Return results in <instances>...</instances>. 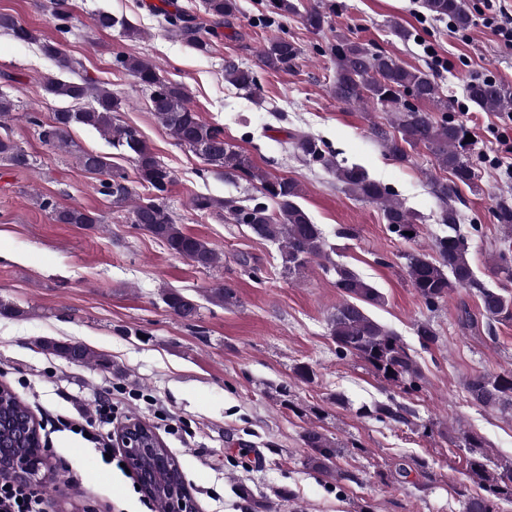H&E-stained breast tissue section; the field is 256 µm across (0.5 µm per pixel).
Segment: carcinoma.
<instances>
[{
    "label": "carcinoma",
    "mask_w": 512,
    "mask_h": 512,
    "mask_svg": "<svg viewBox=\"0 0 512 512\" xmlns=\"http://www.w3.org/2000/svg\"><path fill=\"white\" fill-rule=\"evenodd\" d=\"M202 6L205 14L213 18V24L209 26L193 21L179 10L165 11L163 16L182 43L200 54H208L213 49L214 39L219 36L217 26L235 17L239 4L238 0H202ZM422 6L433 17H447L461 29L473 23L465 0H422ZM266 10L281 18L299 16L304 28L313 34L322 32L328 23V12L318 2L301 8L296 0H267ZM51 16L61 35L71 32L73 16L63 7V0H51ZM91 19L98 29L118 26L128 37L139 34L128 21L103 10L94 12ZM0 32L19 42L38 44L42 54L53 61L57 73L45 78L46 94L60 101L83 104L79 109L57 110L49 122H43L35 115L29 117L39 140L51 148L68 149L74 145L70 139L73 126L96 130L113 149L135 162L138 183L149 191L147 198L130 209L131 223L159 240L171 254L198 267L208 269L220 264L222 257L215 248L201 238L186 234L177 224L167 204L174 181L171 170L156 159L136 128L118 123L117 113L125 105V99L87 77L73 79L78 62L67 54L62 40H41L31 29L7 14H0ZM331 54L336 63L333 94L338 101L348 105L372 104L391 113V130L372 127L373 136L386 153L393 160L404 163L409 161V151L422 148L433 157L439 170L449 174L447 178L437 175L429 178L430 193L440 204V221L448 225V233L437 237L430 251L415 250L405 255L408 282L418 298L431 310L453 291L469 289L477 294L482 315L489 322L511 323L512 293L503 288H492L477 277L468 257L467 241L456 229L458 214L451 201L457 197L460 186L477 189L479 185L475 165L467 156V129L446 118L439 120L435 117L436 112L448 109V98L442 87L429 72L408 67L372 44L341 34L336 35ZM299 55L295 41L286 35H277L260 48L254 68L231 58L224 60V78L257 96L261 91L258 70L287 72L293 69ZM115 66L150 91L151 112L178 144L198 155L227 181L249 179L258 182L257 195L250 198L248 205H239L233 198L197 195L192 199L195 211L223 212L235 223L246 225L259 239L278 244L282 265L290 273L313 261H329L322 229L312 222L299 202L302 187L298 181L287 176L269 175L256 168L250 157L224 141L223 128L204 121L189 107L186 88L163 79L156 65L135 56L119 54L115 57ZM466 92L469 100L482 110H512V90L496 82L474 80L467 84ZM293 148L304 159L320 162L330 169L336 181L353 197L379 206L392 233L405 241L416 240L415 234L419 233L417 218L404 207L391 186L371 178L359 164L335 161L334 157L326 155L325 144L319 138L295 136ZM0 158L14 167L33 165L32 157L8 137H0ZM75 159L82 171L102 176L99 193L113 206L130 204L135 189L129 184L125 172L112 166L108 156L79 150ZM270 201L276 206L273 211L268 206ZM40 207L49 211L60 224L102 223L101 216L90 210L59 207L47 197L41 199ZM495 218L503 229V240L512 241V205L506 201L497 203ZM332 269L336 275L335 286L342 296L328 319L329 335L337 352L360 359L377 377L392 385L415 382L420 377V369L404 339L367 312V307L384 303L383 294L344 264L336 263ZM490 269L495 277L512 280V251L498 249ZM162 299L169 312L182 320L198 316V304L177 289L165 291ZM209 299L225 308L238 304L235 290L228 285L210 289ZM415 334L426 348L438 342L437 333L428 320L416 324ZM37 345L72 364L95 361L105 368H112L107 358L83 343L40 339ZM466 391L477 405L512 414L511 367L496 373L470 376ZM0 412L20 419L28 432L21 443L14 446L10 430L3 429L5 447H0V452L4 457L42 455L36 431L24 421L29 414L27 407L9 391L0 393ZM357 415L409 425L414 410L390 398L359 407ZM301 439L309 449L307 465L310 468L328 475L338 472V443L321 431V427L305 428ZM455 439L456 446L466 451L468 471L482 489V492L467 497L464 512H498V501H512V461L491 472L481 435L460 429ZM142 468L151 476L150 498L162 509H167V488L181 483V474L168 449H154L143 459Z\"/></svg>",
    "instance_id": "cac0c4a2"
}]
</instances>
